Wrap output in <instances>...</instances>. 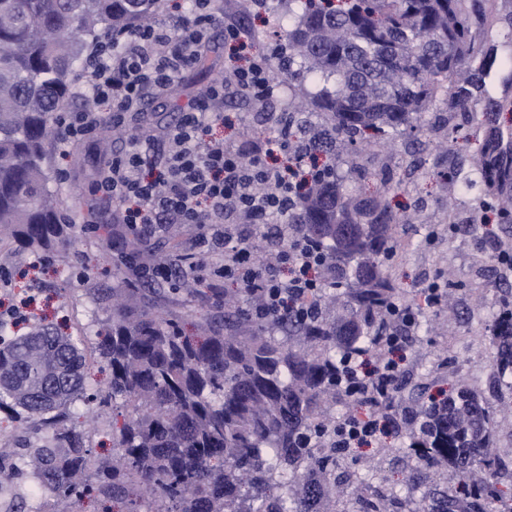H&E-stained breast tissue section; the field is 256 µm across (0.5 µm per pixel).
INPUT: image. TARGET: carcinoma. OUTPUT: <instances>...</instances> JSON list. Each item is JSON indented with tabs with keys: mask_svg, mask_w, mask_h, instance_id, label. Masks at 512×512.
<instances>
[{
	"mask_svg": "<svg viewBox=\"0 0 512 512\" xmlns=\"http://www.w3.org/2000/svg\"><path fill=\"white\" fill-rule=\"evenodd\" d=\"M157 0H0V239L43 250L68 238L48 187L45 146L69 98L87 40L156 19ZM277 67L288 86L317 80L307 100L326 124L304 144L329 153L323 181L297 198L288 229L330 257L321 309L251 317L249 299L224 289V323L196 336L179 321L112 299L97 346L111 369L112 461L93 467L69 408L102 396L89 382L81 340L43 326L0 347V411L50 430L18 457L12 479L56 494L125 500L128 512H512V468L495 446L486 397L462 386L428 395L405 418L403 378L379 411L395 419L415 462L404 490L350 468L336 447L331 407L352 400L336 367L373 351L377 337L411 342L427 332L426 308L403 298L389 274L401 248L388 192L421 166L418 142L403 177L360 163L358 144L426 129L454 152L475 139L468 163L443 173L482 186L479 224L495 217L512 235V0H288ZM494 383L512 389V284L490 311ZM451 469L453 484L432 477Z\"/></svg>",
	"mask_w": 512,
	"mask_h": 512,
	"instance_id": "obj_1",
	"label": "carcinoma"
}]
</instances>
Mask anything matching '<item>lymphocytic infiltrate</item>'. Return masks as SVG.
Returning <instances> with one entry per match:
<instances>
[{
  "instance_id": "lymphocytic-infiltrate-1",
  "label": "lymphocytic infiltrate",
  "mask_w": 512,
  "mask_h": 512,
  "mask_svg": "<svg viewBox=\"0 0 512 512\" xmlns=\"http://www.w3.org/2000/svg\"><path fill=\"white\" fill-rule=\"evenodd\" d=\"M191 2V15L179 27L158 22L92 44L78 92L93 104L59 113L57 139L65 146L104 126L127 135V149L107 158L95 178V191L112 201L113 223L123 225L129 239L141 246L131 265L136 280L161 278L176 289L190 280L201 282L217 299L229 281L254 300L253 314L259 319L307 308L324 286L318 273L328 259L311 243L289 238L286 216L300 181H319L321 169H310L301 178L294 168L274 163L276 155L297 153L284 116L277 119L272 139L259 131L231 144L213 134L224 123L216 104L224 97L225 84L258 99L277 88L267 57L249 68L237 67L236 56L248 47L249 33L225 23L230 53L224 79L212 83L204 99L191 103L177 123L155 129L141 110L147 92L169 87L194 67L197 48L210 42L217 0ZM147 147L160 156L150 177L142 172ZM185 237L190 247L177 258H158L151 251L154 241L177 244ZM397 371L384 360L369 377L344 366L342 378L350 394L377 405L393 387ZM383 427L381 418L370 412L342 419L336 445H371Z\"/></svg>"
}]
</instances>
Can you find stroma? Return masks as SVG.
Segmentation results:
<instances>
[{
  "instance_id": "35a3bbf8",
  "label": "stroma",
  "mask_w": 512,
  "mask_h": 512,
  "mask_svg": "<svg viewBox=\"0 0 512 512\" xmlns=\"http://www.w3.org/2000/svg\"><path fill=\"white\" fill-rule=\"evenodd\" d=\"M262 15L267 25L258 24L249 30L253 41L248 53L252 56L272 52L278 46V21L287 17L288 11L279 0H267ZM216 78V73L195 69L177 78L180 93L150 94L144 105L149 121L164 127L175 124L187 103ZM222 108L233 123L218 129L217 134L228 141L240 139L243 131L253 126L259 110L255 101L232 88L225 89ZM103 161L95 136L65 150L54 141L47 145V166L63 176L60 212L73 227L65 245L43 255L22 253L8 246L0 248V264L8 267L15 284L14 291H0V310L27 296L34 299L26 320L13 324L12 335L49 324L94 344L97 330L111 316L108 302L98 298L103 289L121 295L133 309L181 319L188 329L198 321L223 316V307L217 305L208 288L195 294H176L164 283L143 285L132 281L121 248L103 251L100 235L92 231V225L77 223V216L85 214L86 204L94 196V177ZM479 193L476 187H450L430 177L420 181L411 193L413 201L422 205V221L404 229L405 252L397 262V284L415 295L436 280L438 273H448L463 284L461 303L471 318L460 320L453 310L432 317L430 333L417 337L407 351L404 377L412 385L428 384L434 393L462 385L483 392L499 422L498 445L510 449L512 392L498 396L490 387L494 348L487 319L498 297L495 283L504 273L482 261L490 251L489 237L465 235L444 222L449 197L467 200Z\"/></svg>"
}]
</instances>
